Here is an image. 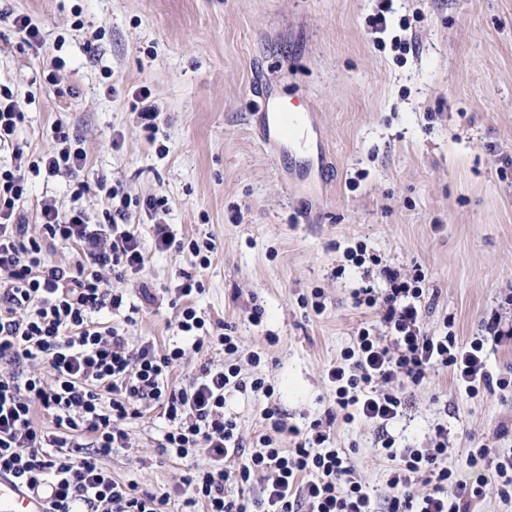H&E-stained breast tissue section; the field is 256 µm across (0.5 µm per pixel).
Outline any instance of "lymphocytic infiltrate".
<instances>
[{
  "label": "lymphocytic infiltrate",
  "mask_w": 512,
  "mask_h": 512,
  "mask_svg": "<svg viewBox=\"0 0 512 512\" xmlns=\"http://www.w3.org/2000/svg\"><path fill=\"white\" fill-rule=\"evenodd\" d=\"M24 120L13 92L0 88V146L12 147L14 158L13 165L0 168V474L45 495L47 512H169L175 500L184 512H375L345 451L333 446L329 423L361 418L391 424L406 413V386L419 385L437 368L449 369L472 395L491 384L482 341L463 344L424 332L422 268L402 272L362 245L352 252V262L376 267L385 289L353 292V304L378 308L389 341L361 328L355 349L343 352L328 370L336 406L325 420L302 431L287 425L278 408H267L268 434L244 451L235 420L224 412L226 396L248 389L269 399L273 385L263 376L241 378L238 340L208 328L198 315L194 299L204 284L189 274H180L173 290L180 303L176 331L192 338L196 348L222 351L224 364H201L176 386L170 375L184 359L182 347L161 349L146 340L130 348L126 329L136 324L141 308L125 303L112 281L144 267L139 236L128 222L131 202L103 176L98 185L120 201L116 223L93 224L85 210L49 201L38 215L40 233L32 235L20 205L26 172L76 179L80 195L87 188L80 178L87 153L59 122L51 128L56 150L29 159L14 144ZM59 243L76 245L73 262L48 261V251ZM154 245L188 253L194 267L203 270L214 250L209 240L176 238L165 224L156 225ZM105 310L123 311L122 322L101 325L96 316ZM25 361L47 364L49 377L19 372ZM153 406L166 421L162 453L191 463L178 481L158 492L114 479L103 465L112 452L129 447L128 423ZM41 412L52 417L53 430L36 427ZM76 433L90 437V445L73 441ZM284 433L296 436L294 448L277 444L276 435ZM382 451L396 464L389 479V512H470L491 477L499 496L512 498V453L494 456L482 445L471 448L468 464L476 480L470 485L444 465V432H437L427 448H398L387 436ZM202 454L207 464L193 465ZM422 472L434 477L435 486L417 493L413 478ZM251 482L258 485L253 497L229 491L231 485Z\"/></svg>",
  "instance_id": "1"
}]
</instances>
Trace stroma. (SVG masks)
Instances as JSON below:
<instances>
[{
	"instance_id": "35a3bbf8",
	"label": "stroma",
	"mask_w": 512,
	"mask_h": 512,
	"mask_svg": "<svg viewBox=\"0 0 512 512\" xmlns=\"http://www.w3.org/2000/svg\"><path fill=\"white\" fill-rule=\"evenodd\" d=\"M375 10L374 0H0V13L32 15L43 32L31 49L0 25V84L26 114V155L55 150L57 121L88 154L81 198L69 178L29 176L31 232L48 198L104 221L112 204L95 185L103 174L130 198L167 197L166 211L134 208L145 266L118 288L140 302L141 286L151 287L129 341L183 347L176 382L224 356L174 335L170 290L194 268L188 254L155 249L154 226L213 240L196 307L237 336L242 377L275 387L269 400L245 391L228 402L246 448L268 431L267 404L302 429L324 419L335 398L326 369L355 348L360 328H380L376 309L351 304L367 280L348 250L361 242L383 264L423 269L428 334L483 341L493 377L511 384L471 396L449 370H432L400 422L332 424L335 446L386 512L381 432L424 448L444 429L446 465L460 478L473 444L512 450V339L486 328L494 318L512 328V0H392L381 35L369 25ZM398 38L408 52L395 49ZM53 68L54 86L42 76ZM269 97L313 112L324 168L262 142ZM148 107L159 114L151 137L140 118ZM164 426L155 409L131 420V447L103 461L113 477L168 488L186 463L162 455Z\"/></svg>"
}]
</instances>
